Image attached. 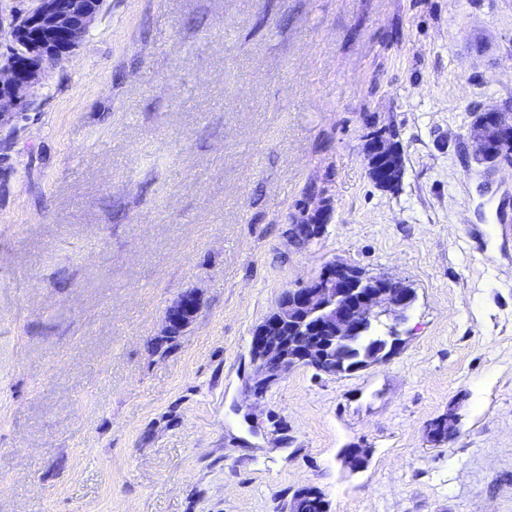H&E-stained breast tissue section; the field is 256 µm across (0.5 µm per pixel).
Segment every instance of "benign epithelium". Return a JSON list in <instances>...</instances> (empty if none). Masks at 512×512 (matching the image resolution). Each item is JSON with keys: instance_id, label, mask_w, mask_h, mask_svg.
Returning a JSON list of instances; mask_svg holds the SVG:
<instances>
[{"instance_id": "1", "label": "benign epithelium", "mask_w": 512, "mask_h": 512, "mask_svg": "<svg viewBox=\"0 0 512 512\" xmlns=\"http://www.w3.org/2000/svg\"><path fill=\"white\" fill-rule=\"evenodd\" d=\"M104 0H21L0 16V130L23 115L28 95L39 85L48 67L70 56L86 36ZM476 159L492 169L512 162L504 147L512 145V111L489 108L470 127ZM371 179L385 184L394 164L386 145L374 139L365 146ZM412 290L401 281L363 275L355 279L343 265L327 263L306 283L288 289L277 312L254 329L250 352L253 370L247 379L248 394L263 397L289 369L305 365L334 375L342 371L333 342L349 340L370 325L377 315L389 316L395 328L406 321ZM202 309L195 290L186 291L164 313V333L190 326Z\"/></svg>"}]
</instances>
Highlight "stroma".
<instances>
[{
  "mask_svg": "<svg viewBox=\"0 0 512 512\" xmlns=\"http://www.w3.org/2000/svg\"><path fill=\"white\" fill-rule=\"evenodd\" d=\"M29 99L0 159V512H289L306 486L512 512V167L467 137L512 108V0H104ZM388 128L395 192L364 152ZM308 196L333 215L299 248ZM335 259L415 289L398 349L248 399L253 329ZM202 309V299L195 290L186 291L169 305L164 313V333L169 336L175 330L183 331L190 326Z\"/></svg>",
  "mask_w": 512,
  "mask_h": 512,
  "instance_id": "35a3bbf8",
  "label": "stroma"
}]
</instances>
